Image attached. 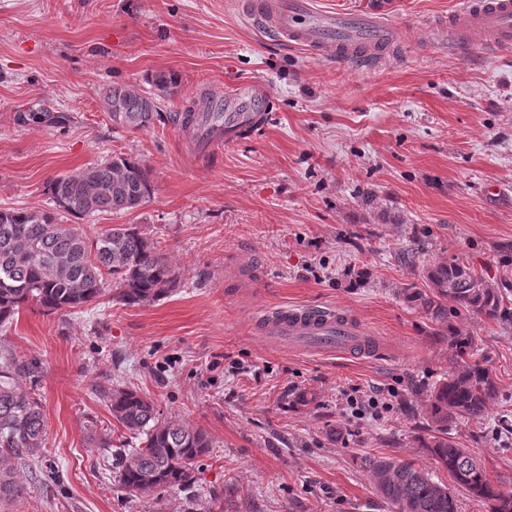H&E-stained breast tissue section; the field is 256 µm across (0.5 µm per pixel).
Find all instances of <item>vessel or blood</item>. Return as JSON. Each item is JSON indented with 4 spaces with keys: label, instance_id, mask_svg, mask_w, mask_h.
<instances>
[{
    "label": "vessel or blood",
    "instance_id": "obj_1",
    "mask_svg": "<svg viewBox=\"0 0 512 512\" xmlns=\"http://www.w3.org/2000/svg\"><path fill=\"white\" fill-rule=\"evenodd\" d=\"M245 6L255 23H271L280 41L305 46L313 54L361 69L378 68L399 39L398 29L390 24L388 11L382 6L324 11L314 0H246ZM442 30L444 40L463 54L477 43L495 54L511 51L512 0H457ZM213 102L223 107L224 124L209 138L214 143L233 145L263 128L271 98L264 83L253 81L230 88ZM252 326L259 335L300 352L360 359L384 351L353 314L339 308H264L254 315Z\"/></svg>",
    "mask_w": 512,
    "mask_h": 512
}]
</instances>
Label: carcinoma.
I'll list each match as a JSON object with an SVG mask.
<instances>
[{
  "label": "carcinoma",
  "mask_w": 512,
  "mask_h": 512,
  "mask_svg": "<svg viewBox=\"0 0 512 512\" xmlns=\"http://www.w3.org/2000/svg\"><path fill=\"white\" fill-rule=\"evenodd\" d=\"M152 90L116 84L105 97L112 122L145 129L161 116L160 99L179 87L174 73L158 72ZM166 120L200 137L224 122V113L193 100ZM53 210L0 209V326L12 322L23 305L41 311L72 313L98 301L106 292L126 306L143 305L177 287L172 265L158 246L134 224H117L91 239L62 223L59 213L76 218L97 213H125L151 194L149 171L123 156L112 157L48 184ZM502 276L495 282L455 258L423 267L429 291L411 284L404 301L440 325H448V347L462 359L474 356L473 340L450 323L461 309L472 311L504 330L512 329V244L503 246ZM13 359L0 360V502L22 498L15 462L39 455L46 433L38 400L12 381ZM112 418L138 440L120 454L118 482L136 496L162 488H189L198 459L211 448L200 427L162 420L153 401L136 390L112 386L102 390ZM497 395L492 373L479 361L465 362L429 388L427 414L434 434L424 443L429 456L455 485L485 504L488 512H512V491L495 486L482 464L448 438V424L481 421ZM370 482L396 512H457L448 486L413 463L387 456L361 460Z\"/></svg>",
  "instance_id": "1"
}]
</instances>
